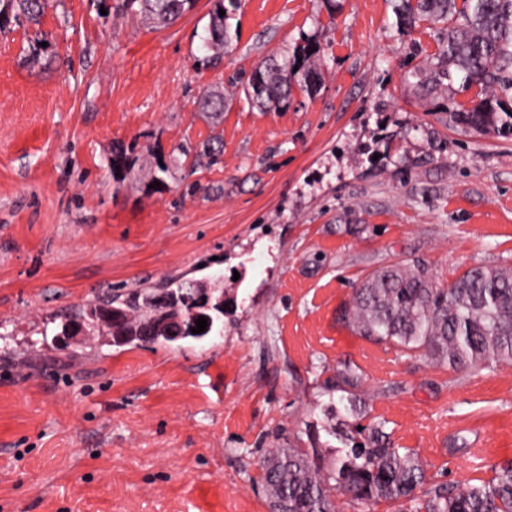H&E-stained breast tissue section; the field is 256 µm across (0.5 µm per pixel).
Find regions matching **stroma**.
<instances>
[{
	"mask_svg": "<svg viewBox=\"0 0 512 512\" xmlns=\"http://www.w3.org/2000/svg\"><path fill=\"white\" fill-rule=\"evenodd\" d=\"M120 0H51L0 28V512H269L268 448L331 455L321 384L349 362L395 445L439 481L512 461V364L451 371L339 320L398 260L440 284L512 266V138L449 125L428 24L391 0H241L201 64L215 0L164 29ZM317 47L321 80L287 107L203 92ZM220 136L215 163L197 161ZM124 144L126 165L112 148ZM220 280L224 333L199 342L57 345L88 300ZM224 0L217 1L213 11L209 14V22L206 27L207 36L203 39V48L206 53L204 60L207 63L214 62L224 56V49L233 44L234 34L227 24L229 19V8L224 5ZM219 9L225 11V15L220 17Z\"/></svg>",
	"mask_w": 512,
	"mask_h": 512,
	"instance_id": "1",
	"label": "stroma"
}]
</instances>
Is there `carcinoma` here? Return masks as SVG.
Returning <instances> with one entry per match:
<instances>
[{"instance_id": "obj_1", "label": "carcinoma", "mask_w": 512, "mask_h": 512, "mask_svg": "<svg viewBox=\"0 0 512 512\" xmlns=\"http://www.w3.org/2000/svg\"><path fill=\"white\" fill-rule=\"evenodd\" d=\"M47 2L0 0V28L12 16L39 24ZM239 2L217 0L209 14L203 39L206 62L220 59L233 44L227 11L237 9ZM394 2L403 28L422 22L444 24L439 52L427 57L420 71L432 90L443 88L450 98L459 91H474L471 106L448 111L449 121L512 138V0ZM195 3L123 0L121 7L136 4L143 17L165 28ZM221 9L226 11L223 16ZM314 54L308 44L297 49L291 61L266 60L243 88L247 102L263 111L276 110L288 103L293 86L313 90L318 70L309 59ZM227 102L222 92L205 93L199 110L217 115ZM196 285L195 280L174 279L164 299L139 291L93 299L78 313L63 317L55 337L68 336L79 322L100 344L117 347L199 341L223 332L219 321L224 316V289H214L198 303L193 300ZM160 311L172 317L167 330L155 322ZM201 316L207 319L205 331L191 333ZM339 320L355 335L401 356L422 357L452 371L492 370L512 362V268L471 267L439 287L424 268L395 262L363 278ZM364 382L357 366L344 363L322 384L324 394L337 397L324 408L330 421L325 431L346 447L343 453L327 459L316 448L290 445L265 455L260 483L269 512H337L335 497L340 494L369 509L385 503L394 512H512V462L492 466L494 475L487 481L432 482L418 451L391 444L386 422L373 419L360 429L350 428V420L370 414Z\"/></svg>"}]
</instances>
